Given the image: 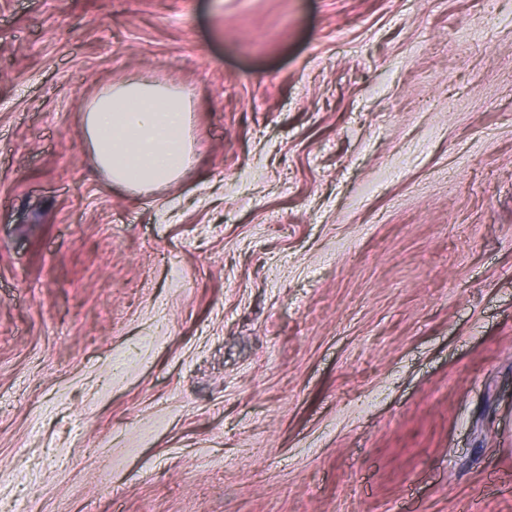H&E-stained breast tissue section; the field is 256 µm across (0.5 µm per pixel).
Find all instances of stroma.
<instances>
[{
	"instance_id": "obj_1",
	"label": "stroma",
	"mask_w": 512,
	"mask_h": 512,
	"mask_svg": "<svg viewBox=\"0 0 512 512\" xmlns=\"http://www.w3.org/2000/svg\"><path fill=\"white\" fill-rule=\"evenodd\" d=\"M0 502L512 512V0H0ZM191 111L185 92L134 77L105 87L88 102L85 141L112 185L158 189L195 164Z\"/></svg>"
}]
</instances>
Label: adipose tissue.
Returning a JSON list of instances; mask_svg holds the SVG:
<instances>
[{
	"mask_svg": "<svg viewBox=\"0 0 512 512\" xmlns=\"http://www.w3.org/2000/svg\"><path fill=\"white\" fill-rule=\"evenodd\" d=\"M188 95L144 77L105 87L83 114L85 141L112 185L150 191L196 161Z\"/></svg>",
	"mask_w": 512,
	"mask_h": 512,
	"instance_id": "1",
	"label": "adipose tissue"
}]
</instances>
